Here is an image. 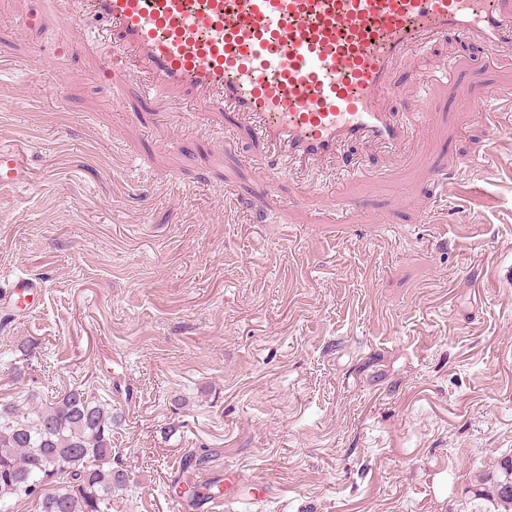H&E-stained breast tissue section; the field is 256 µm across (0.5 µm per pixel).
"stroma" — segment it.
Instances as JSON below:
<instances>
[{
    "label": "stroma",
    "instance_id": "stroma-1",
    "mask_svg": "<svg viewBox=\"0 0 512 512\" xmlns=\"http://www.w3.org/2000/svg\"><path fill=\"white\" fill-rule=\"evenodd\" d=\"M36 4L0 0V139L31 169L0 190V287L43 283L0 318V398L111 406V512H176L190 455L273 490L224 512H495L474 491L512 458V43L418 48L447 74L401 72L391 105L423 133L269 192L248 127L106 82L68 11L16 23ZM3 288L2 299L10 307L19 311H25L30 309L31 306L27 298L37 295L42 285L37 279L22 274L17 275Z\"/></svg>",
    "mask_w": 512,
    "mask_h": 512
}]
</instances>
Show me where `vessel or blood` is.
I'll use <instances>...</instances> for the list:
<instances>
[{"mask_svg":"<svg viewBox=\"0 0 512 512\" xmlns=\"http://www.w3.org/2000/svg\"><path fill=\"white\" fill-rule=\"evenodd\" d=\"M75 33L106 38L108 79L136 75L151 104H199L249 124L280 159L306 169L349 143L403 145L427 123L418 105L395 111V80L412 47L452 37L496 49L512 30V0H79ZM30 176L26 155L0 142V188ZM40 282L19 275L0 290L29 309Z\"/></svg>","mask_w":512,"mask_h":512,"instance_id":"vessel-or-blood-1","label":"vessel or blood"}]
</instances>
